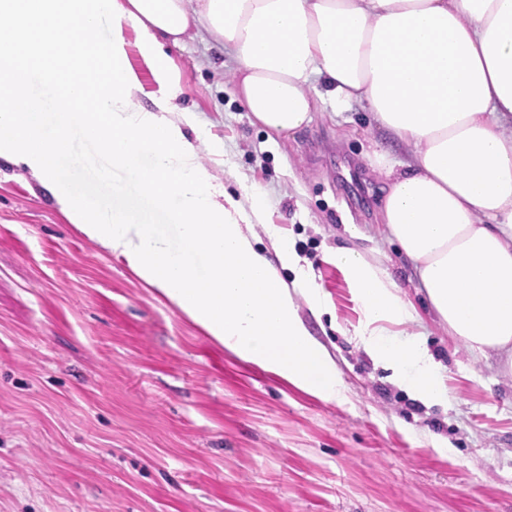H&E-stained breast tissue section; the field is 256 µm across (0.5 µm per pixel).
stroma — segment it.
Returning <instances> with one entry per match:
<instances>
[{"label":"stroma","instance_id":"1","mask_svg":"<svg viewBox=\"0 0 512 512\" xmlns=\"http://www.w3.org/2000/svg\"><path fill=\"white\" fill-rule=\"evenodd\" d=\"M167 52L202 163L234 198L266 194L264 224L324 297L319 316L297 305L346 393L313 397L213 343L0 159V512H512V376L449 336L384 240L368 112L323 104L302 132L272 139L212 42L190 35ZM69 153L83 158L61 175L77 196L177 242L102 143L75 130ZM345 245L415 306L398 331L440 362L447 406L415 401L365 354L363 312L331 258Z\"/></svg>","mask_w":512,"mask_h":512}]
</instances>
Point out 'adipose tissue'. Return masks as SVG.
<instances>
[{
    "label": "adipose tissue",
    "mask_w": 512,
    "mask_h": 512,
    "mask_svg": "<svg viewBox=\"0 0 512 512\" xmlns=\"http://www.w3.org/2000/svg\"><path fill=\"white\" fill-rule=\"evenodd\" d=\"M107 37H100V27ZM159 86L181 81L166 53L193 30L224 48L238 99L268 134L309 125L318 102L365 104L409 159L377 154L387 178L383 222L412 262L428 304L472 351L496 352L512 374V0H0V159L36 177L66 220L123 258L156 300L188 317L244 362L307 394L343 393L336 362L309 332L295 295L255 242L265 198L227 194L199 162L184 127L191 113L144 88L125 32ZM67 103L47 135L29 114L34 75ZM103 142L112 162L135 170L154 206L180 231L171 247L148 225L103 222L56 178L68 134ZM365 317L360 343L421 401L448 389L424 343L387 326L413 321L411 307L366 254L336 248Z\"/></svg>",
    "instance_id": "adipose-tissue-1"
}]
</instances>
